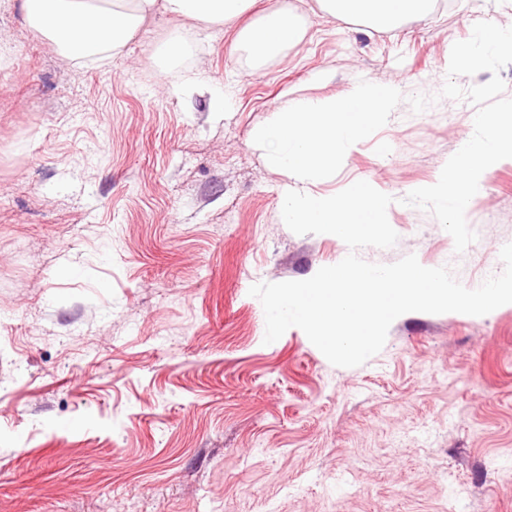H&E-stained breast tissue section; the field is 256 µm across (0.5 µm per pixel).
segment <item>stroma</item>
<instances>
[{
	"instance_id": "1",
	"label": "stroma",
	"mask_w": 512,
	"mask_h": 512,
	"mask_svg": "<svg viewBox=\"0 0 512 512\" xmlns=\"http://www.w3.org/2000/svg\"><path fill=\"white\" fill-rule=\"evenodd\" d=\"M0 0V512H512V304L410 312L383 349L332 365L299 328L264 343L249 289L340 262L332 234L293 233L284 187L392 196L397 243L466 288L512 243V159L466 209L456 252L402 205L472 136L475 104L441 97L455 42L512 26V0H452L389 30L294 0L303 36L257 61L238 26L190 30L168 74L147 21L111 63L80 64ZM223 89L182 98L169 82ZM405 100L314 184L271 165L252 131L285 97H344L359 80ZM435 102L413 113L408 96Z\"/></svg>"
}]
</instances>
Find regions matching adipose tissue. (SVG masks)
I'll use <instances>...</instances> for the list:
<instances>
[{
  "mask_svg": "<svg viewBox=\"0 0 512 512\" xmlns=\"http://www.w3.org/2000/svg\"><path fill=\"white\" fill-rule=\"evenodd\" d=\"M256 0H21L28 25L52 40L62 55L105 61L120 54L148 17L162 15L183 25L227 26L248 13ZM331 17L364 18L386 30L406 17H422L436 0H318ZM302 35L299 16L279 0L259 22L241 28L256 59L279 56Z\"/></svg>",
  "mask_w": 512,
  "mask_h": 512,
  "instance_id": "obj_1",
  "label": "adipose tissue"
}]
</instances>
